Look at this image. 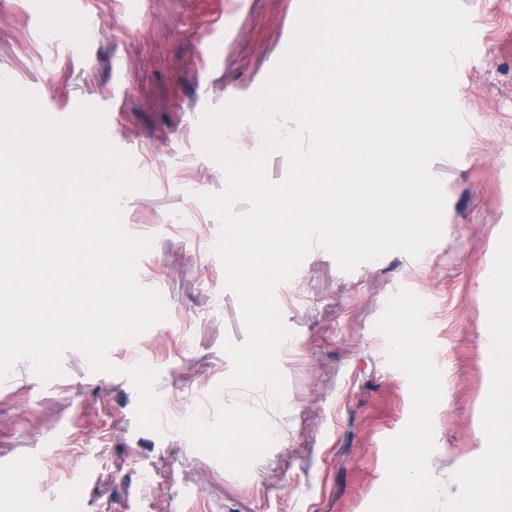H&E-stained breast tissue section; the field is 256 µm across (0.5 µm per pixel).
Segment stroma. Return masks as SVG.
Masks as SVG:
<instances>
[{
  "mask_svg": "<svg viewBox=\"0 0 512 512\" xmlns=\"http://www.w3.org/2000/svg\"><path fill=\"white\" fill-rule=\"evenodd\" d=\"M476 52L456 84L470 120L457 158L432 164L447 198L443 236L413 258L396 251L342 271L311 250L275 298L290 331L277 363L283 405L267 391L222 389L225 340L244 342L237 297L213 251L219 225L200 200L225 174L198 147L197 114L254 95L292 40L300 0H0V76L31 88L52 118L82 103L104 109L110 142L132 155L151 188L126 196L122 222L153 239L137 269L168 318L110 361L148 360L159 373L160 431L138 428L136 391L91 372L67 350L44 381L18 362L0 381V512H368L386 481V442L411 412L408 380L387 361L375 324L406 288L425 316L442 373L432 475L447 494L486 449L490 386L486 282L512 219V0H462ZM85 38L71 48L64 25ZM261 410L276 440L237 475L179 428L217 403ZM82 486L80 501L61 496Z\"/></svg>",
  "mask_w": 512,
  "mask_h": 512,
  "instance_id": "1",
  "label": "stroma"
}]
</instances>
